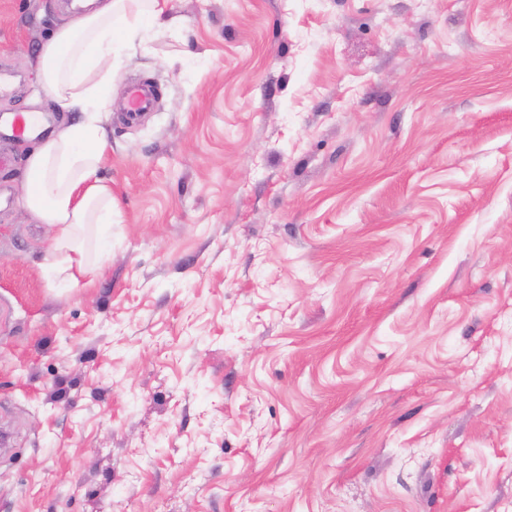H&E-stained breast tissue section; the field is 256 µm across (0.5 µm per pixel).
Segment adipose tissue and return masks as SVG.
Returning a JSON list of instances; mask_svg holds the SVG:
<instances>
[{
	"instance_id": "ef3b65f1",
	"label": "adipose tissue",
	"mask_w": 512,
	"mask_h": 512,
	"mask_svg": "<svg viewBox=\"0 0 512 512\" xmlns=\"http://www.w3.org/2000/svg\"><path fill=\"white\" fill-rule=\"evenodd\" d=\"M169 0H99L57 25L37 59L38 86L79 118L47 137L23 165L22 204L56 231L48 269L72 288L94 273L83 239L112 221V187L98 171L112 147L103 91L145 26H167Z\"/></svg>"
}]
</instances>
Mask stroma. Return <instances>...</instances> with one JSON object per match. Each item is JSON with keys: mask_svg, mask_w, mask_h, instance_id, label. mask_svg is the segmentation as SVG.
<instances>
[{"mask_svg": "<svg viewBox=\"0 0 512 512\" xmlns=\"http://www.w3.org/2000/svg\"><path fill=\"white\" fill-rule=\"evenodd\" d=\"M169 11L89 287L0 127V512H512V0ZM70 12L0 0V120Z\"/></svg>", "mask_w": 512, "mask_h": 512, "instance_id": "1", "label": "stroma"}]
</instances>
